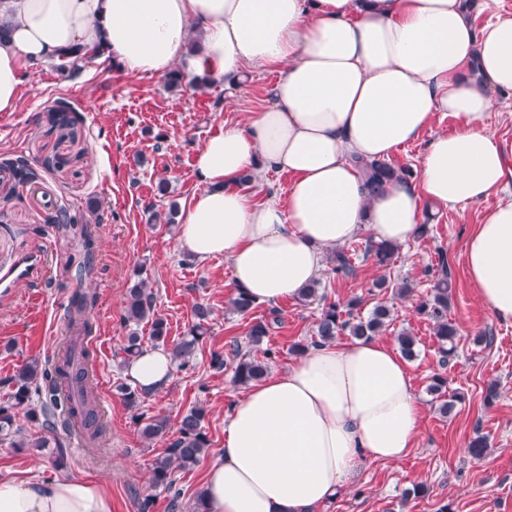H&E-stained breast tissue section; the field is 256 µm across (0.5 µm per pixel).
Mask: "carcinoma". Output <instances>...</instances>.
<instances>
[{"instance_id": "1", "label": "carcinoma", "mask_w": 512, "mask_h": 512, "mask_svg": "<svg viewBox=\"0 0 512 512\" xmlns=\"http://www.w3.org/2000/svg\"><path fill=\"white\" fill-rule=\"evenodd\" d=\"M102 55L104 52L100 49L77 47L59 55L58 68L68 78L74 79L87 64ZM5 165L12 178L20 184L31 183L36 178L34 162L25 157L9 159ZM359 166L366 177L365 185L371 195L378 193L384 184L393 179H410L413 176L409 167L395 168L382 161H362ZM398 250L397 245L370 240L366 243L363 256L372 260L378 269L386 270L393 263ZM327 263L329 271L338 277H351L355 273L353 254L344 247L332 249ZM319 287L320 282L316 281L299 296L306 305L319 301L320 311L315 336L306 343L299 341L291 347L296 356L330 342L339 335L356 339L376 336L392 322V309L386 303L376 304L371 312L363 316L362 298L353 297L347 303L340 304L319 294ZM450 288L447 263L442 257L432 292L418 304L417 311L433 319V335L438 344L440 362L444 364L457 353L458 331L448 321ZM92 299L93 296L83 288L75 289L68 308L71 336L65 341L61 352L43 363L33 359L20 365L10 380L12 391L8 400L0 402V441L7 440L11 447L23 451L32 448L46 454L57 468L66 464L73 427L79 428L84 444L97 453L102 452V443L108 434V426L99 416L97 386L89 369L92 357L88 338L94 327L87 316V309ZM194 316L195 320L186 334L170 347L172 359L180 370L189 367L199 342L209 331L211 310L198 304ZM123 320L136 327L143 322L150 324L151 342L157 346L167 344V322L155 310L149 279L142 277L140 271L135 272L133 282L127 289ZM270 328L271 323L266 319L253 321L246 336L249 349L244 350L237 345L233 347L232 357L228 359L214 352L210 368L218 373L226 368L231 369L232 381L240 388L261 380L267 375L269 362L275 359L276 352L266 348L263 357L259 359L251 354V349L263 345ZM397 341L404 358L412 360L417 357L418 341L415 336L402 332ZM144 349L143 337L137 331H132L123 347L124 360L139 356ZM447 384L448 379L436 373L428 385V392L442 399L437 410L443 416L451 413L456 404L464 399L459 392L448 393ZM117 390L125 406L133 412V420L139 426L143 438L153 440L174 433L169 438L166 454L153 463L149 478L150 489L172 491L175 474L195 466L208 453L210 439L205 426V407L194 405L180 413L176 419V429L173 430L166 416L142 411L146 396L139 388L123 382L117 386ZM21 411L25 412L27 420L38 424L39 435H26L18 427L16 417ZM488 448V437L480 432L475 433L468 443V453L474 460L485 457Z\"/></svg>"}]
</instances>
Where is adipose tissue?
Segmentation results:
<instances>
[{
	"label": "adipose tissue",
	"mask_w": 512,
	"mask_h": 512,
	"mask_svg": "<svg viewBox=\"0 0 512 512\" xmlns=\"http://www.w3.org/2000/svg\"><path fill=\"white\" fill-rule=\"evenodd\" d=\"M103 48L120 70L184 68L213 82L278 72L268 104L204 140L201 185L182 214L180 246L223 257L233 289L255 302L292 299L319 278L327 250L368 234L403 245L425 204L487 199L506 155L487 128L512 92V17L475 28L470 0H0V112L17 111L23 73L74 46ZM418 177L369 195L358 161H383L418 140L437 113ZM291 175L286 195L256 201L248 173ZM480 302L512 320V200L464 243ZM152 393L174 362L164 349L129 361ZM421 406L397 348L332 341L249 385L232 407L224 448L202 487L208 512H319L355 472L414 447ZM0 512H112L110 495L78 477L0 481Z\"/></svg>",
	"instance_id": "obj_1"
}]
</instances>
